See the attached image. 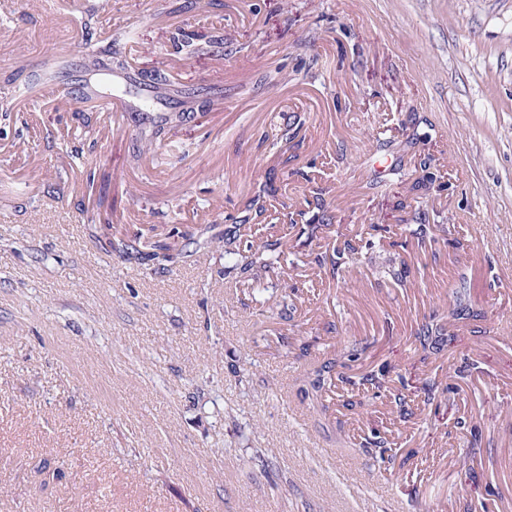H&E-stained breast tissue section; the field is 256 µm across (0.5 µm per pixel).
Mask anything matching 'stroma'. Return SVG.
Returning a JSON list of instances; mask_svg holds the SVG:
<instances>
[{
    "mask_svg": "<svg viewBox=\"0 0 512 512\" xmlns=\"http://www.w3.org/2000/svg\"><path fill=\"white\" fill-rule=\"evenodd\" d=\"M197 34L224 40L180 77L204 108L151 148L138 113L115 129L42 80L63 56V85L80 87L89 45L140 76L172 72L183 36ZM28 80L35 93L19 95ZM412 132L431 140L399 152ZM75 150L111 163L129 229H227L251 219L259 195L280 215L263 237L301 210L338 240L392 223L429 155L441 184L397 236L444 224L463 247L406 252L386 239L359 248L340 284L318 267L319 247H303L277 270L287 310L263 318L262 284L219 244L191 245L164 273L98 253ZM478 224L494 249H480ZM462 275L484 330L421 359L416 331ZM286 336L307 337L309 355L286 352ZM509 336L512 0H88L83 11L0 0V512L512 506ZM337 341L406 377L438 376L447 414L388 394L338 425L337 392L320 408L301 382ZM375 430L391 461L363 450Z\"/></svg>",
    "mask_w": 512,
    "mask_h": 512,
    "instance_id": "stroma-1",
    "label": "stroma"
}]
</instances>
